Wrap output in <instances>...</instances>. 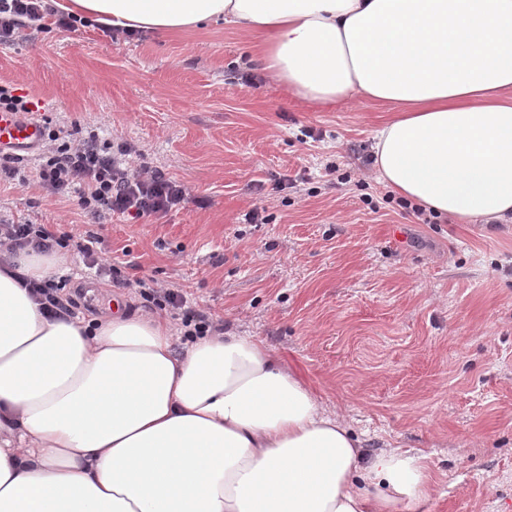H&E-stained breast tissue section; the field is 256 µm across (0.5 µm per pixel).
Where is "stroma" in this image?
Listing matches in <instances>:
<instances>
[{
    "mask_svg": "<svg viewBox=\"0 0 512 512\" xmlns=\"http://www.w3.org/2000/svg\"><path fill=\"white\" fill-rule=\"evenodd\" d=\"M257 41L226 25L116 42L48 17L0 45V83L56 125L127 140L191 193L162 216L96 222L36 178L4 180L0 223L102 238L122 276L260 339L368 454L425 456L438 490L417 512H512V220L425 224L389 201L373 135L394 108L295 99L255 69ZM68 277L82 314L111 300L172 314L81 259Z\"/></svg>",
    "mask_w": 512,
    "mask_h": 512,
    "instance_id": "obj_1",
    "label": "stroma"
}]
</instances>
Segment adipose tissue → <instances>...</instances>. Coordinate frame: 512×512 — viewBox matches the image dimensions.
<instances>
[{
    "label": "adipose tissue",
    "instance_id": "adipose-tissue-1",
    "mask_svg": "<svg viewBox=\"0 0 512 512\" xmlns=\"http://www.w3.org/2000/svg\"><path fill=\"white\" fill-rule=\"evenodd\" d=\"M115 29L233 25L315 107H399L378 181L458 220L512 217V0H73ZM68 254L0 256V512H411L424 457L366 454L256 337L181 338L150 313L51 318L20 278Z\"/></svg>",
    "mask_w": 512,
    "mask_h": 512
}]
</instances>
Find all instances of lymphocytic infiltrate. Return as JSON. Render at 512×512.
Masks as SVG:
<instances>
[{
    "label": "lymphocytic infiltrate",
    "mask_w": 512,
    "mask_h": 512,
    "mask_svg": "<svg viewBox=\"0 0 512 512\" xmlns=\"http://www.w3.org/2000/svg\"><path fill=\"white\" fill-rule=\"evenodd\" d=\"M55 15V24L72 29V15L54 12L47 0H0V44L27 39L28 31L46 15ZM96 131L76 135L64 129L47 128L39 153L35 176L53 196L74 202L91 219L119 214L132 220L160 216L188 202V188L158 170L134 166L130 157L134 146L117 143L115 149L101 148ZM9 250L33 248L47 253L54 248L75 246L87 266L109 277L115 287H127V280L113 268L97 239L71 242L43 225L29 221L0 224V246Z\"/></svg>",
    "instance_id": "lymphocytic-infiltrate-1"
}]
</instances>
